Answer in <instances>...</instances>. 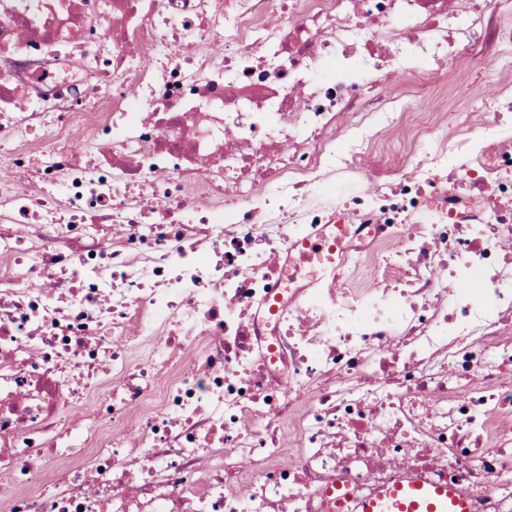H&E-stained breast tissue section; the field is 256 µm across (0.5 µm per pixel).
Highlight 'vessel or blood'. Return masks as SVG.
Wrapping results in <instances>:
<instances>
[{
  "label": "vessel or blood",
  "mask_w": 512,
  "mask_h": 512,
  "mask_svg": "<svg viewBox=\"0 0 512 512\" xmlns=\"http://www.w3.org/2000/svg\"><path fill=\"white\" fill-rule=\"evenodd\" d=\"M358 512H469V506L461 490L410 476L384 487L376 498L360 502Z\"/></svg>",
  "instance_id": "obj_1"
}]
</instances>
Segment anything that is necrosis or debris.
<instances>
[{
	"label": "necrosis or debris",
	"mask_w": 512,
	"mask_h": 512,
	"mask_svg": "<svg viewBox=\"0 0 512 512\" xmlns=\"http://www.w3.org/2000/svg\"><path fill=\"white\" fill-rule=\"evenodd\" d=\"M461 2L0 0V512H512V121L413 110L489 41L512 112ZM358 512H469V506L461 490L409 476L405 482L384 487L376 498L360 502Z\"/></svg>",
	"instance_id": "1"
}]
</instances>
